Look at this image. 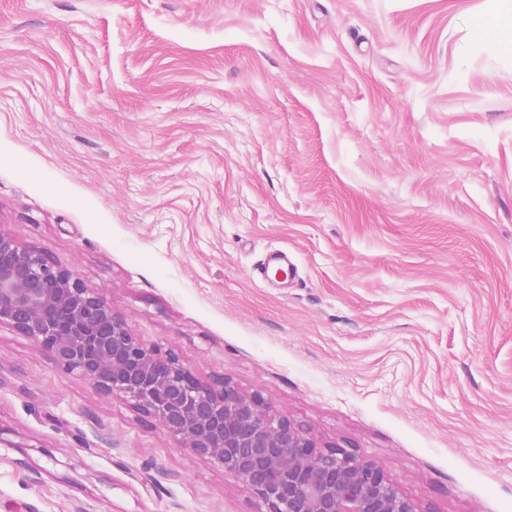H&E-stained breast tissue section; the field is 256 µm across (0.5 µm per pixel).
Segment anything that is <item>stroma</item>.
I'll list each match as a JSON object with an SVG mask.
<instances>
[{
  "mask_svg": "<svg viewBox=\"0 0 512 512\" xmlns=\"http://www.w3.org/2000/svg\"><path fill=\"white\" fill-rule=\"evenodd\" d=\"M511 31L512 0H0V231L418 512H512ZM0 438V512L267 510L7 327ZM258 271L267 282L286 283L293 275V264L287 251L274 250L267 254Z\"/></svg>",
  "mask_w": 512,
  "mask_h": 512,
  "instance_id": "stroma-1",
  "label": "stroma"
}]
</instances>
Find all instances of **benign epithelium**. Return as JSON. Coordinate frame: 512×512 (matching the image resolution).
Instances as JSON below:
<instances>
[{
	"instance_id": "7a95c632",
	"label": "benign epithelium",
	"mask_w": 512,
	"mask_h": 512,
	"mask_svg": "<svg viewBox=\"0 0 512 512\" xmlns=\"http://www.w3.org/2000/svg\"><path fill=\"white\" fill-rule=\"evenodd\" d=\"M65 374L119 396L181 447L232 474L267 512H419L372 461L322 442L258 395L204 381L173 349L143 345L99 289L0 231V327Z\"/></svg>"
}]
</instances>
